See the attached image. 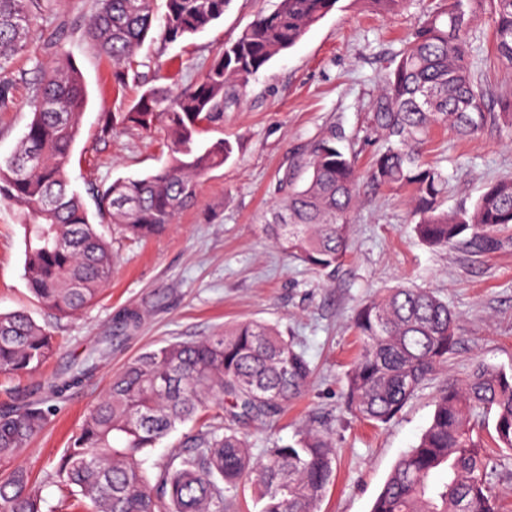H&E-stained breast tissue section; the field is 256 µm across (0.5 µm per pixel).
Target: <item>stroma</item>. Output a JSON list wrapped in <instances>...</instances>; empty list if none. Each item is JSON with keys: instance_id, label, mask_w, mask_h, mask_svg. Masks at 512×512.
I'll use <instances>...</instances> for the list:
<instances>
[{"instance_id": "1", "label": "stroma", "mask_w": 512, "mask_h": 512, "mask_svg": "<svg viewBox=\"0 0 512 512\" xmlns=\"http://www.w3.org/2000/svg\"><path fill=\"white\" fill-rule=\"evenodd\" d=\"M51 2L52 12L35 17L34 24L39 30L57 25L68 30L70 59L87 87L88 105L68 174L97 232L112 242V274L98 302L74 317L55 318L28 290L23 216L16 206L0 202V311H25L60 344L41 373L0 375V410L26 401L40 376L80 357L118 312H137L140 325L109 363L56 401L55 416L20 455V464L43 482L49 506L66 504L70 491L55 474L58 461L129 359L148 347L211 335L229 322L257 320L277 325L293 340L313 374L306 391L272 422L248 427L253 457H263L270 439L287 443L307 429L328 430L336 472L319 512H370L393 464L426 428L443 382L464 377L480 363L512 371V229L499 231L503 244L490 253L429 247L415 232L410 191L365 179L382 144L380 132L368 122L381 78L403 40L444 0H403L385 20L369 0H341L338 10L250 79L245 98L224 112L223 136L235 147L233 157L201 181L196 203L165 233L146 241L127 238L102 220L94 192L116 178L161 168L168 159L164 134L120 127L100 139L102 113L127 111L145 86L159 85L157 62L170 61L174 82L196 80L224 42L275 0H233L223 19L174 44L149 35L122 87L115 86L111 64L86 32L96 0ZM49 56L42 38H35L26 58L9 72L15 102L0 109V160L11 155L31 120L26 100L34 66ZM469 61L490 98L512 92V72L497 65L487 19H479L471 31ZM334 126L344 132L346 152L364 179L349 216L351 249L326 276L281 251L267 225L277 182L297 148ZM424 159L448 175L442 209H469L491 182L512 178V133L488 129L461 137L438 127ZM400 283L432 290L447 301L458 318L459 339L447 367L395 418L374 427L342 409L346 373L360 348L353 318L365 301Z\"/></svg>"}]
</instances>
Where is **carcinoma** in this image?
<instances>
[{"mask_svg": "<svg viewBox=\"0 0 512 512\" xmlns=\"http://www.w3.org/2000/svg\"><path fill=\"white\" fill-rule=\"evenodd\" d=\"M231 0H98L87 34L125 81L124 66L151 31L168 43L203 31L224 16ZM340 0H276L236 37L224 42L195 81L174 92L144 90L126 112L101 116L100 136L119 125L164 130L167 163L141 177H118L97 194L98 213L132 239L166 231L192 205L200 179L234 153L222 137L202 139L224 124L250 77L295 46ZM42 0H0V73L25 54ZM489 14L497 62L512 70V0H446L406 42L381 80L373 126L384 137L368 178L413 190L416 232L429 246L458 245L475 253L498 249L493 235L512 226V180L490 185L471 210L440 209L447 178L422 161L431 129L448 126L463 137L485 129L512 131V93L494 109L474 78L468 42L474 23ZM52 59L39 64L28 105L32 118L12 155L0 162V201L25 215L24 271L38 303L68 318L94 303L112 271L110 244L95 230L68 165L87 105L66 35L46 34ZM339 128L307 143L278 187L268 229L289 256L330 273L344 261L349 213L361 175L338 147ZM139 315L113 318L107 335L80 359L47 377L42 389L63 398L94 375L121 345ZM355 329L362 349L346 376L344 405L373 425L393 419L455 350L457 319L448 303L425 288L397 285L364 303ZM56 354L54 337L23 311L0 313V374L29 373ZM312 374L305 354L276 327L257 321L224 326L199 340L146 349L114 376L60 458L58 478L92 512H227L226 492L245 475L259 488L260 512H317L332 481L335 448L320 431L286 444L272 442L253 460L236 425L270 421L300 396ZM218 406L228 424L204 422L190 449L174 448L152 475L150 453L177 426ZM418 442L394 463L370 512H499L488 471L490 451L512 453V373L477 365L464 379L438 389ZM43 400L0 411V512H45L41 487L17 459L49 422Z\"/></svg>", "mask_w": 512, "mask_h": 512, "instance_id": "1", "label": "carcinoma"}]
</instances>
